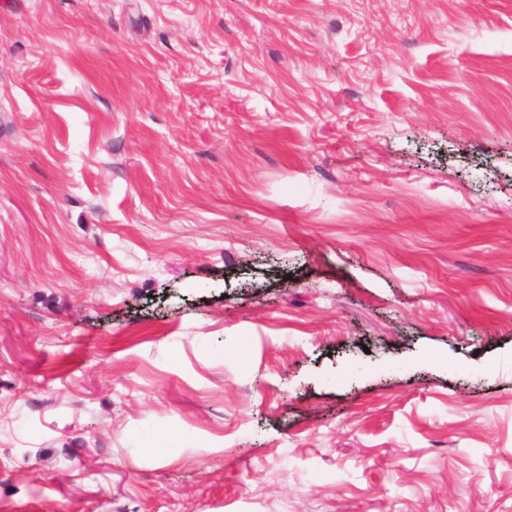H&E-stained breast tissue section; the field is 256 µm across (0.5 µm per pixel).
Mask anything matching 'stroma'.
<instances>
[{"mask_svg": "<svg viewBox=\"0 0 512 512\" xmlns=\"http://www.w3.org/2000/svg\"><path fill=\"white\" fill-rule=\"evenodd\" d=\"M0 512H512V0H0Z\"/></svg>", "mask_w": 512, "mask_h": 512, "instance_id": "obj_1", "label": "stroma"}]
</instances>
